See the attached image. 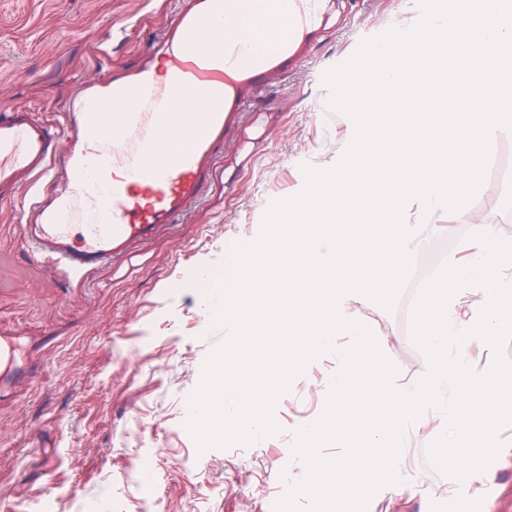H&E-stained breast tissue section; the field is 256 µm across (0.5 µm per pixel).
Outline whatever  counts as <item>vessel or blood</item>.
Wrapping results in <instances>:
<instances>
[{"instance_id": "vessel-or-blood-1", "label": "vessel or blood", "mask_w": 512, "mask_h": 512, "mask_svg": "<svg viewBox=\"0 0 512 512\" xmlns=\"http://www.w3.org/2000/svg\"><path fill=\"white\" fill-rule=\"evenodd\" d=\"M314 0H183L175 27L163 33L152 64L168 63L165 82L141 81L135 97L126 89L121 112H90L84 102L95 83L78 82L69 92L71 147L83 129L108 127L111 139L89 163L66 158L61 179L83 188L90 173L102 182L92 192L52 209L32 189L49 176L60 142L46 120L18 106L0 113V205L25 199L32 222L23 224L21 244L54 273L81 281L108 266L124 264L178 223L217 176L232 119L246 115L250 99L275 87L299 51L315 19ZM256 13L274 19L277 49L253 50L248 32H227L220 15ZM199 99L201 109L183 98Z\"/></svg>"}]
</instances>
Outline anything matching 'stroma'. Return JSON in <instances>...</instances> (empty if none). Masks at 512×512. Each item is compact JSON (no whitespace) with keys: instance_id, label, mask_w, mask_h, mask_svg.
I'll list each match as a JSON object with an SVG mask.
<instances>
[{"instance_id":"stroma-1","label":"stroma","mask_w":512,"mask_h":512,"mask_svg":"<svg viewBox=\"0 0 512 512\" xmlns=\"http://www.w3.org/2000/svg\"><path fill=\"white\" fill-rule=\"evenodd\" d=\"M402 0H331L326 25L297 68L249 107L203 200L118 267L82 283L52 279L21 247L28 212L0 206V329L17 336L24 386L0 395V503L12 512H275L304 464L289 459L301 420L321 418L328 357L307 364L276 399L275 434L199 450L189 399L227 330L215 299L194 286L200 268L225 272L234 245L260 235L265 208L301 193L305 168L344 156L349 115L330 104L325 74L364 40L402 20ZM174 0H0V111L27 105L66 122L70 84L139 70L174 19ZM473 220L512 241V134L490 144ZM473 227L449 223L425 240L392 308L346 300L392 348V364L418 378L426 355L413 340L421 287L458 254ZM495 459L467 488L429 461L432 426L409 435L401 483L381 487L366 512H512V423L496 432Z\"/></svg>"}]
</instances>
